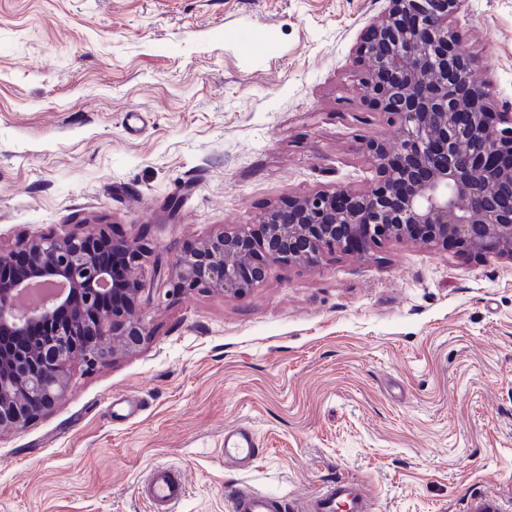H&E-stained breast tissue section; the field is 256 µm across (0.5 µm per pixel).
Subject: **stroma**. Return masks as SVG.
I'll list each match as a JSON object with an SVG mask.
<instances>
[{"label": "stroma", "mask_w": 512, "mask_h": 512, "mask_svg": "<svg viewBox=\"0 0 512 512\" xmlns=\"http://www.w3.org/2000/svg\"><path fill=\"white\" fill-rule=\"evenodd\" d=\"M386 0H0V248L92 227L146 244L136 271L288 198L374 177L354 49ZM512 112V0L451 22ZM147 337L27 427L0 432V512H228L247 484L285 501L345 479L372 512H512V260L413 240L272 268L246 295L142 302ZM136 403L117 417L112 401ZM259 454L225 462V428ZM224 460L243 469L250 468L259 453L257 434L249 425H237L224 431ZM138 490L152 512H173L186 495L184 480L168 467L155 468Z\"/></svg>", "instance_id": "obj_1"}]
</instances>
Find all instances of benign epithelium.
<instances>
[{
	"mask_svg": "<svg viewBox=\"0 0 512 512\" xmlns=\"http://www.w3.org/2000/svg\"><path fill=\"white\" fill-rule=\"evenodd\" d=\"M355 50L359 102L397 122L398 147L361 143L375 177L364 190L316 191L160 262L155 291L211 290L240 297L274 266L307 265L324 252H365L388 239H419L481 258L512 260V113L496 112L488 84L472 78L450 18L463 0H388ZM147 249L104 229L28 238L0 249L22 256L29 278L0 285V430L23 428L71 388L72 363L105 362L146 336L134 277ZM28 288L47 292L21 308ZM65 311L70 321L56 323Z\"/></svg>",
	"mask_w": 512,
	"mask_h": 512,
	"instance_id": "obj_1",
	"label": "benign epithelium"
}]
</instances>
